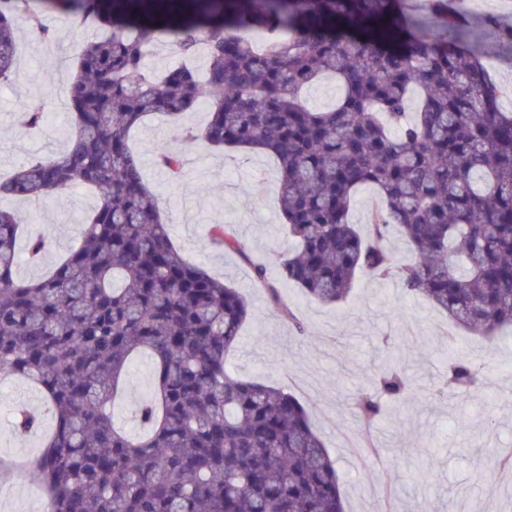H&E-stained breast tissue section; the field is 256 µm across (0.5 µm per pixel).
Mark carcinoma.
Returning <instances> with one entry per match:
<instances>
[{
    "label": "carcinoma",
    "instance_id": "1",
    "mask_svg": "<svg viewBox=\"0 0 512 512\" xmlns=\"http://www.w3.org/2000/svg\"><path fill=\"white\" fill-rule=\"evenodd\" d=\"M0 0V80L17 66L16 32L49 36L44 12L76 15L90 37L67 90L73 132L60 156L32 158L0 180V197L43 198L72 184L97 193L79 245L46 275H17L23 219L0 210V368L31 381L54 428L29 473L46 512H345L340 476L304 406L240 377L227 355L249 317L245 298L189 263L171 241L130 132L152 113L172 121L208 98L188 142L262 149L278 161V207L295 241L277 279L339 304L360 275L396 276L456 323L485 336L512 328V112L472 52L465 17L431 0L441 31L408 0ZM164 35L184 63L154 77L147 57ZM205 48L203 72L189 65ZM336 78L335 105L313 111L303 91ZM29 126L45 105L21 106ZM159 163L175 178L182 157ZM376 189L367 235L347 216ZM417 260L394 264L391 227ZM213 242L243 251L222 224ZM257 285L303 326L264 265ZM150 356L153 384L132 434L113 404L133 358ZM482 368L448 359L437 399L481 389ZM414 388L391 363L352 404L370 424L382 399ZM16 430L40 417L13 407Z\"/></svg>",
    "mask_w": 512,
    "mask_h": 512
}]
</instances>
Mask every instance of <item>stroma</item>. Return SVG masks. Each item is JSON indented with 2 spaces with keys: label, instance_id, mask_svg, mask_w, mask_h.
Listing matches in <instances>:
<instances>
[{
  "label": "stroma",
  "instance_id": "stroma-1",
  "mask_svg": "<svg viewBox=\"0 0 512 512\" xmlns=\"http://www.w3.org/2000/svg\"><path fill=\"white\" fill-rule=\"evenodd\" d=\"M471 39L485 60L512 65V45L498 30L512 26V8L501 0H458ZM498 16L497 26L486 23ZM54 37L41 41L20 30V59L11 82L0 83V173L33 157L64 151L72 132L66 91L74 63L89 35L78 18L46 14ZM43 100L47 120L38 130L18 119L22 103ZM207 121L198 105L180 123L148 117L135 131L144 177L157 195L162 219L185 259L224 280L246 298L250 315L229 356L236 372L278 386L295 396L341 476L346 512H512V485L504 483L502 449H512V339L471 333L424 299L408 296L396 278L359 276L348 297L323 305L293 285L280 293L298 310L305 335L276 313L268 292L255 285L253 267L275 269L291 250L277 205L278 167L272 156L188 145L191 131ZM182 151L183 177L172 181L156 161L161 147ZM97 204L81 185L39 201L1 197L0 208L22 215L29 233H43L50 249L41 264L19 256L23 278H39L81 237L85 217ZM231 225L244 246L237 253L215 246L210 229ZM456 346L486 374L479 393L437 400L432 385ZM404 367L416 384L406 403H389L370 430L350 413L353 396L388 363ZM152 365L139 357L130 368L114 414L136 429L134 410L152 388ZM39 408L37 392L0 371V455L25 463L42 436L22 440L11 427L16 400ZM429 481H419L421 472Z\"/></svg>",
  "mask_w": 512,
  "mask_h": 512
}]
</instances>
